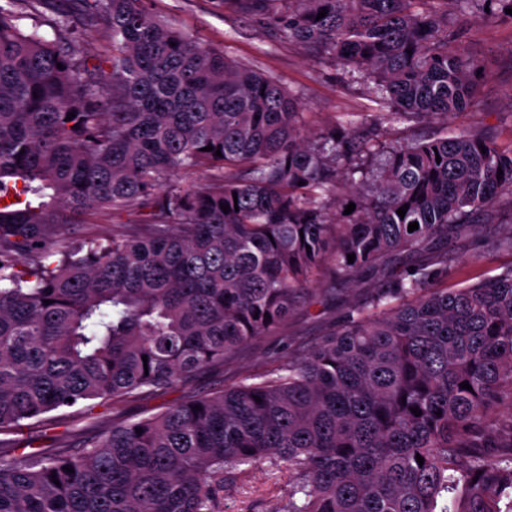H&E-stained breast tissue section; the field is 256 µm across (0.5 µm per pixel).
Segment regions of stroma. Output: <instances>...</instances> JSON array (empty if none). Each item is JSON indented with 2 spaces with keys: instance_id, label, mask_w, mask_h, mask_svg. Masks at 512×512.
I'll use <instances>...</instances> for the list:
<instances>
[{
  "instance_id": "stroma-1",
  "label": "stroma",
  "mask_w": 512,
  "mask_h": 512,
  "mask_svg": "<svg viewBox=\"0 0 512 512\" xmlns=\"http://www.w3.org/2000/svg\"><path fill=\"white\" fill-rule=\"evenodd\" d=\"M149 10L176 23L201 44L225 52L238 62L259 69L289 89L303 103L306 126L317 129L344 119L351 112H374L378 106L336 64L315 61L300 45L273 42L247 19L226 13L222 0H147ZM480 60L486 83L479 101L469 112L452 119L455 127L489 131L502 149L512 148V18L467 26L457 40ZM329 269L317 278L316 301L298 308L281 332L254 339L233 365L201 372L192 382L180 384L161 396L140 397L96 408L93 418H63L50 413L53 429L40 436L39 452L68 445L86 433H95L120 419L136 420L181 403L190 393L224 388L260 369L268 354L288 346L317 341L344 311L343 295H330ZM287 469L268 465L247 466L224 489V512H284L288 503Z\"/></svg>"
}]
</instances>
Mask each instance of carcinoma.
I'll list each match as a JSON object with an SVG mask.
<instances>
[{"mask_svg":"<svg viewBox=\"0 0 512 512\" xmlns=\"http://www.w3.org/2000/svg\"><path fill=\"white\" fill-rule=\"evenodd\" d=\"M70 2L48 33L0 0V512H222L226 481L265 462L291 474L286 512H512V262L448 286L473 234L512 255V149L448 126L482 80L449 40L512 0H224L382 108L316 131L146 0ZM74 27L108 32L99 63ZM424 120L432 137L389 138ZM326 262L347 307L315 345L71 451L16 452L50 412L234 361L313 303Z\"/></svg>","mask_w":512,"mask_h":512,"instance_id":"1","label":"carcinoma"}]
</instances>
